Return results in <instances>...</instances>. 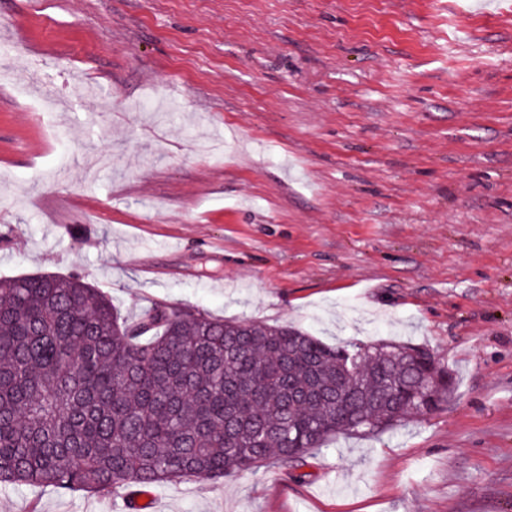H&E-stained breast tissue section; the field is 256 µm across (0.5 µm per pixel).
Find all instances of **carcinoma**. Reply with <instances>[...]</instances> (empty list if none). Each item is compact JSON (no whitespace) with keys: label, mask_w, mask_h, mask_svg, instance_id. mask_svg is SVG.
Listing matches in <instances>:
<instances>
[{"label":"carcinoma","mask_w":512,"mask_h":512,"mask_svg":"<svg viewBox=\"0 0 512 512\" xmlns=\"http://www.w3.org/2000/svg\"><path fill=\"white\" fill-rule=\"evenodd\" d=\"M454 392L412 343L330 347L156 302L135 321L81 275L0 279V485L112 492L292 466Z\"/></svg>","instance_id":"obj_1"}]
</instances>
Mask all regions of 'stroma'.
<instances>
[{
    "mask_svg": "<svg viewBox=\"0 0 512 512\" xmlns=\"http://www.w3.org/2000/svg\"><path fill=\"white\" fill-rule=\"evenodd\" d=\"M0 41V279L421 344L455 379L147 512H512V0H0ZM32 507L123 512L0 486Z\"/></svg>",
    "mask_w": 512,
    "mask_h": 512,
    "instance_id": "obj_1",
    "label": "stroma"
}]
</instances>
